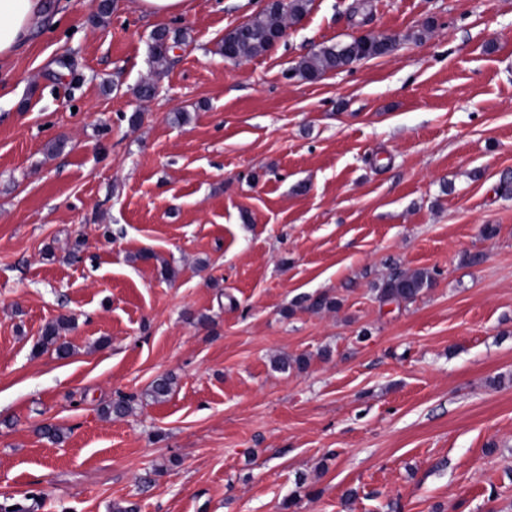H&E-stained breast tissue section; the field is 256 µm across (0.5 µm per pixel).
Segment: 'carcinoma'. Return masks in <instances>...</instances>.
<instances>
[{
  "label": "carcinoma",
  "mask_w": 512,
  "mask_h": 512,
  "mask_svg": "<svg viewBox=\"0 0 512 512\" xmlns=\"http://www.w3.org/2000/svg\"><path fill=\"white\" fill-rule=\"evenodd\" d=\"M311 0H273L251 20L224 35L221 51L224 58L234 63L249 60L272 47L275 38L284 34L290 24L300 20L309 10ZM151 47L154 62L159 66L169 63L171 46L166 30L153 34ZM394 50L391 40L368 34L349 42L324 45L302 58L296 67L299 75L315 80L324 74L340 69L358 60L374 59ZM433 284V275L427 269L399 272L385 280L378 288V298L383 303L409 304L424 289ZM72 325V319L62 316L48 323L42 331L38 348L53 349L59 358L71 354L70 345L62 340V333ZM130 410V399L120 397L102 409L108 417H123Z\"/></svg>",
  "instance_id": "carcinoma-1"
}]
</instances>
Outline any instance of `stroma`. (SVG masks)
<instances>
[{
    "instance_id": "stroma-1",
    "label": "stroma",
    "mask_w": 512,
    "mask_h": 512,
    "mask_svg": "<svg viewBox=\"0 0 512 512\" xmlns=\"http://www.w3.org/2000/svg\"><path fill=\"white\" fill-rule=\"evenodd\" d=\"M99 3L0 59V504L512 512V0H312L241 64L261 0ZM365 34L394 50L296 74ZM61 315L71 356L35 351ZM140 13L169 18L184 13L188 0H135ZM433 284L429 270L418 269L394 274L385 280L378 290V298L383 303L409 304L414 302L425 288Z\"/></svg>"
}]
</instances>
